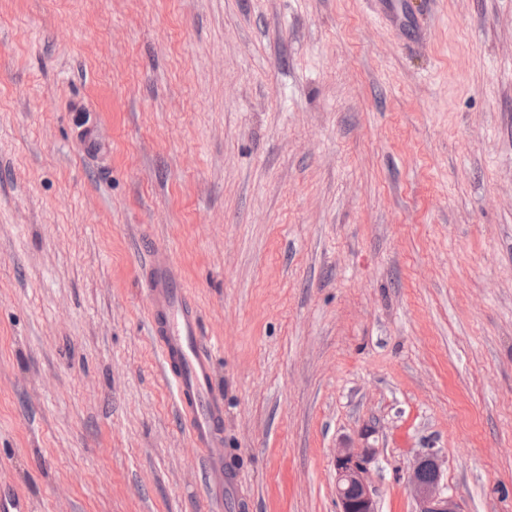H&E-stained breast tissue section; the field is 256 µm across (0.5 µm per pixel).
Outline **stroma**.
<instances>
[{
	"instance_id": "35a3bbf8",
	"label": "stroma",
	"mask_w": 512,
	"mask_h": 512,
	"mask_svg": "<svg viewBox=\"0 0 512 512\" xmlns=\"http://www.w3.org/2000/svg\"><path fill=\"white\" fill-rule=\"evenodd\" d=\"M0 0V487L213 512L148 334L215 347L224 512H512V0ZM371 454L368 448H337L336 497L340 512H378L377 501L369 482ZM422 470V477H420ZM429 470V471H427ZM441 457L438 451L429 448L419 454L416 463L408 475L407 485L414 498L417 512H461L460 504L452 494L443 492L440 488Z\"/></svg>"
}]
</instances>
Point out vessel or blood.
<instances>
[{"label":"vessel or blood","mask_w":512,"mask_h":512,"mask_svg":"<svg viewBox=\"0 0 512 512\" xmlns=\"http://www.w3.org/2000/svg\"><path fill=\"white\" fill-rule=\"evenodd\" d=\"M140 287L162 374L174 387L176 411L191 442L204 453L210 498L223 505L231 470L224 461V400L213 386L215 355L202 335L181 269L167 249L150 250Z\"/></svg>","instance_id":"1"}]
</instances>
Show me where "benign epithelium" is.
Instances as JSON below:
<instances>
[{
    "label": "benign epithelium",
    "instance_id": "7a95c632",
    "mask_svg": "<svg viewBox=\"0 0 512 512\" xmlns=\"http://www.w3.org/2000/svg\"><path fill=\"white\" fill-rule=\"evenodd\" d=\"M371 454L367 448H351L343 445L336 450V497L340 512H378L377 501L369 482ZM423 470H429L433 479L425 481L420 477ZM441 457L438 452L428 449L419 454L408 475L407 485L414 498L417 512H461L460 504L452 494L440 488Z\"/></svg>",
    "mask_w": 512,
    "mask_h": 512
}]
</instances>
